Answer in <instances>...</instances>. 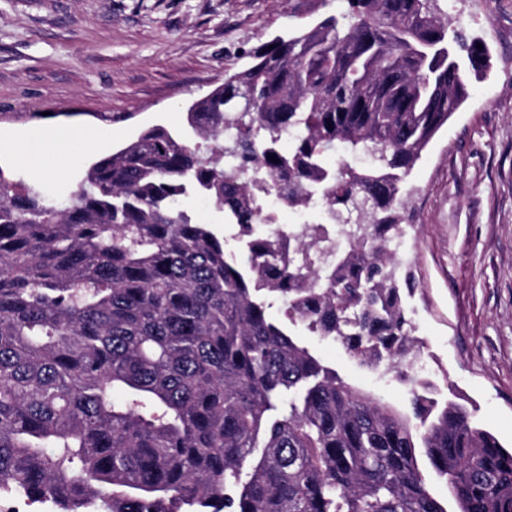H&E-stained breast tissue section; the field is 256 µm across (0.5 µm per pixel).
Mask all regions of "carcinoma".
Here are the masks:
<instances>
[{"label":"carcinoma","instance_id":"obj_1","mask_svg":"<svg viewBox=\"0 0 512 512\" xmlns=\"http://www.w3.org/2000/svg\"><path fill=\"white\" fill-rule=\"evenodd\" d=\"M446 43L451 66L434 58ZM476 43L438 0H344L249 51L187 107L192 135L142 131L61 206L0 169V498L57 512H512V450L421 369L417 281L391 249L402 183L484 78ZM359 154L373 165L353 167ZM272 195L320 203L325 221L273 224ZM190 196L223 213L236 254L194 221ZM338 212L356 231L323 261ZM300 331L393 375L408 407L341 377Z\"/></svg>","mask_w":512,"mask_h":512}]
</instances>
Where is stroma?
Here are the masks:
<instances>
[{"label": "stroma", "instance_id": "1", "mask_svg": "<svg viewBox=\"0 0 512 512\" xmlns=\"http://www.w3.org/2000/svg\"><path fill=\"white\" fill-rule=\"evenodd\" d=\"M341 0H0V155L7 177L52 201L93 161L41 173L50 130L108 131L115 150L152 126L185 127V110L245 65L246 51ZM481 25L449 11L454 28L492 56L461 108L405 181L404 267L434 381L449 377L474 421L512 447V0H478ZM317 355L360 389L402 407L405 389L366 372L336 343Z\"/></svg>", "mask_w": 512, "mask_h": 512}]
</instances>
